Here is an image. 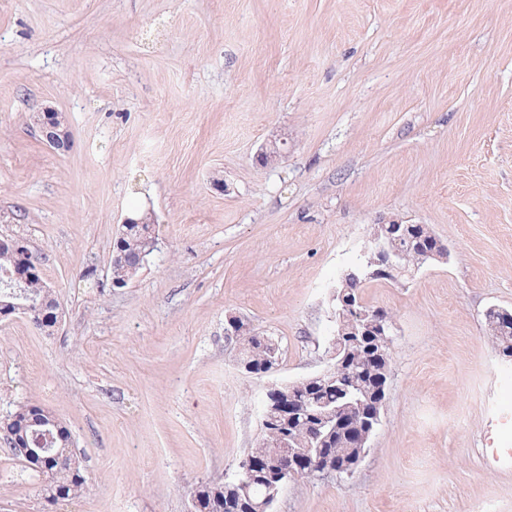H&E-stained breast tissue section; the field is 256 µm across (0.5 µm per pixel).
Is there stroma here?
Here are the masks:
<instances>
[{
	"label": "stroma",
	"mask_w": 512,
	"mask_h": 512,
	"mask_svg": "<svg viewBox=\"0 0 512 512\" xmlns=\"http://www.w3.org/2000/svg\"><path fill=\"white\" fill-rule=\"evenodd\" d=\"M141 210L157 246L113 287ZM0 211L62 311L50 336L0 320V421L49 409L89 480L49 512H188L233 477L269 381L326 367L331 289L390 221L448 258L365 283L396 323L380 425L353 476L288 482L273 512H512L486 327L512 311V0H0ZM231 312L281 340L275 377L237 365ZM43 484L0 441V512H48ZM34 112L41 116V120H35L34 123L43 137L42 140L54 150H64L71 140L68 120L50 106L41 107ZM143 215L147 220H150L152 216L151 222L155 223L152 214L149 217L148 213L143 212L138 213L136 216L139 218ZM138 218L132 216L125 217L122 220V225L141 224V228L137 232L133 228L126 231L125 227H121L119 234H117L112 244V282H119L122 287L127 286L143 266L142 254L147 250V247L143 246L145 234L148 230L155 231L154 224H142V220Z\"/></svg>",
	"instance_id": "1"
}]
</instances>
